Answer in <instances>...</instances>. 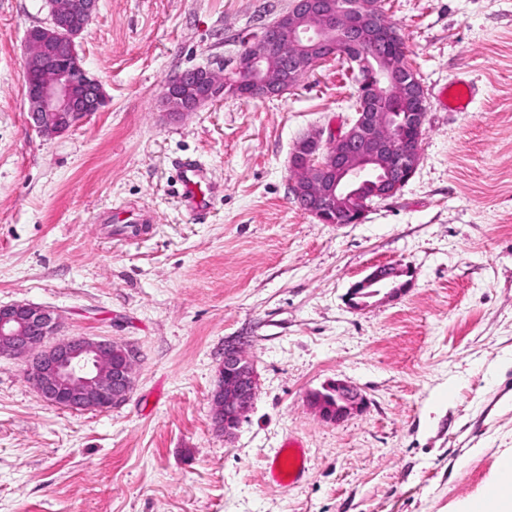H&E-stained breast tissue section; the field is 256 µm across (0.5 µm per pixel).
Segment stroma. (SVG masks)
I'll return each instance as SVG.
<instances>
[{
    "label": "stroma",
    "instance_id": "obj_1",
    "mask_svg": "<svg viewBox=\"0 0 512 512\" xmlns=\"http://www.w3.org/2000/svg\"><path fill=\"white\" fill-rule=\"evenodd\" d=\"M291 0H99L77 42L106 107L46 136L28 117L24 38L44 0H0V305L53 310L59 336L137 353L106 410L44 403L0 356V512H461L512 453V0H385L426 94L414 176L358 224H324L288 191L304 134L352 117L333 59L279 97L161 112L175 73L219 67ZM468 82V111L440 98ZM222 185L180 200L177 163ZM149 219L127 237L114 208ZM402 264L413 288L350 308V286ZM257 371L232 442L212 421L226 342ZM357 386L368 408L322 420L310 391ZM295 436L308 471L263 466ZM182 196L188 210L202 217L210 209L212 187L207 171L197 160L184 159L178 162ZM308 452L303 441L288 437L281 448L267 459L263 479L267 486L286 488L298 483L307 470Z\"/></svg>",
    "mask_w": 512,
    "mask_h": 512
}]
</instances>
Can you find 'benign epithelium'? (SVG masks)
<instances>
[{"mask_svg": "<svg viewBox=\"0 0 512 512\" xmlns=\"http://www.w3.org/2000/svg\"><path fill=\"white\" fill-rule=\"evenodd\" d=\"M49 20L25 37V97L30 124L54 135L67 131L107 104L98 78L76 51L94 18L99 0H45ZM384 0H293L290 9L266 25L258 39L224 64V71L196 66L164 84L163 111L186 114L212 103L224 86L247 89V97H280L305 73L340 58L355 74V112L344 125L300 137L289 160V193L306 213L323 224H359L367 200L393 196L414 175L419 145L408 137L423 129L426 96L415 74L395 55L345 44L375 46L400 40L398 28L379 21ZM420 100L401 112L399 104ZM409 271L398 264L378 266L351 285L348 302L360 309L368 300L393 298L410 286ZM54 313L29 303L0 305V355L22 358L41 400L72 410L108 409L124 402L133 385L136 352L114 340L87 336L53 339ZM253 362L238 347L224 345V361L212 392L213 422L227 438L235 434L256 395ZM320 417L339 423L366 410L356 387L336 380L310 395Z\"/></svg>", "mask_w": 512, "mask_h": 512, "instance_id": "benign-epithelium-1", "label": "benign epithelium"}]
</instances>
